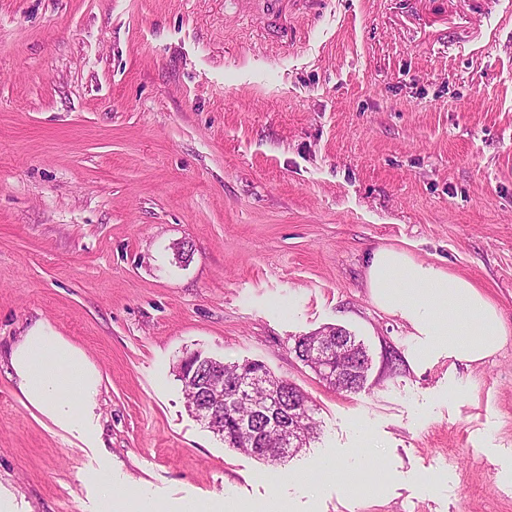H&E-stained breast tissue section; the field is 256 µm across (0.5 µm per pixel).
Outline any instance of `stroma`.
<instances>
[{"instance_id": "1", "label": "stroma", "mask_w": 512, "mask_h": 512, "mask_svg": "<svg viewBox=\"0 0 512 512\" xmlns=\"http://www.w3.org/2000/svg\"><path fill=\"white\" fill-rule=\"evenodd\" d=\"M285 10L283 37L239 0H0L13 512H101L106 482L167 512H512V0ZM381 247L475 284L503 349L411 365L410 327L366 286ZM39 323L100 373L94 442L19 390L11 353ZM328 326L368 351L359 391L293 350ZM195 352L295 384L315 441L281 464L225 447L176 376Z\"/></svg>"}]
</instances>
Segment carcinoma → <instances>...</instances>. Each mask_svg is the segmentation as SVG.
Returning a JSON list of instances; mask_svg holds the SVG:
<instances>
[{
  "label": "carcinoma",
  "mask_w": 512,
  "mask_h": 512,
  "mask_svg": "<svg viewBox=\"0 0 512 512\" xmlns=\"http://www.w3.org/2000/svg\"><path fill=\"white\" fill-rule=\"evenodd\" d=\"M338 338L349 349L345 357V367L349 378L337 387L339 391L356 392L363 387L369 370L368 354L363 344L344 329L327 327L323 330L300 336L294 340V349H299L305 342L324 337ZM260 371V382L253 386L251 392L243 399L224 402V414L218 420L207 422V428L222 437L224 446L234 448L266 462H277L293 456L317 435V424L313 417V409L309 406L304 410L296 409L298 401L305 400V395L288 380L277 377L256 361L226 364L216 359L201 365L192 379L181 375L188 407L197 412L208 403V379L218 371L224 372V383L229 384L254 371ZM276 386L281 395L278 403H272L267 391ZM294 425L302 431L289 449L288 454L278 452L288 425Z\"/></svg>",
  "instance_id": "obj_1"
}]
</instances>
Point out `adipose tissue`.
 I'll list each match as a JSON object with an SVG mask.
<instances>
[{
	"instance_id": "adipose-tissue-1",
	"label": "adipose tissue",
	"mask_w": 512,
	"mask_h": 512,
	"mask_svg": "<svg viewBox=\"0 0 512 512\" xmlns=\"http://www.w3.org/2000/svg\"><path fill=\"white\" fill-rule=\"evenodd\" d=\"M367 288L382 311L399 316L420 338L411 364L445 356L478 363L504 345L507 328L497 308L468 279L415 260L396 248L376 249ZM11 367L26 401L56 427L94 437L93 408L101 377L84 354L39 324L15 346Z\"/></svg>"
}]
</instances>
